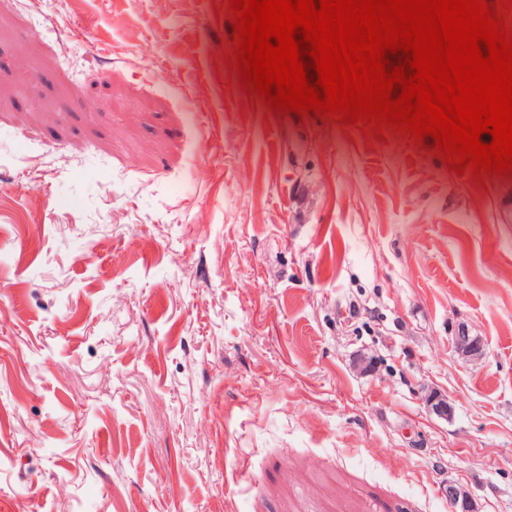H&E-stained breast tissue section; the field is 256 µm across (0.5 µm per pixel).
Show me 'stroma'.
Returning a JSON list of instances; mask_svg holds the SVG:
<instances>
[{
    "label": "stroma",
    "instance_id": "stroma-1",
    "mask_svg": "<svg viewBox=\"0 0 512 512\" xmlns=\"http://www.w3.org/2000/svg\"><path fill=\"white\" fill-rule=\"evenodd\" d=\"M231 17L0 0V504L512 512V176L271 113Z\"/></svg>",
    "mask_w": 512,
    "mask_h": 512
}]
</instances>
